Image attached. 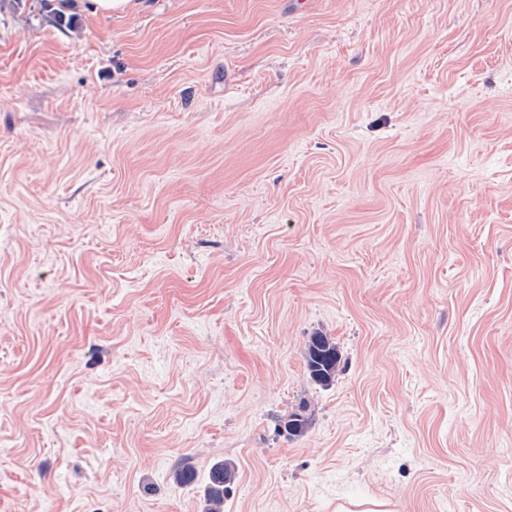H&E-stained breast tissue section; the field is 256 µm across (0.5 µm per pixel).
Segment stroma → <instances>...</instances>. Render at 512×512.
Segmentation results:
<instances>
[{
    "label": "stroma",
    "instance_id": "35a3bbf8",
    "mask_svg": "<svg viewBox=\"0 0 512 512\" xmlns=\"http://www.w3.org/2000/svg\"><path fill=\"white\" fill-rule=\"evenodd\" d=\"M133 2L0 9V512H512V0ZM305 360L309 376L315 381L327 385L336 376L341 355L330 336L317 333L309 339ZM224 475L226 476L224 482ZM235 467L224 460L215 462L209 470L204 490L202 512H224V489L233 481ZM334 512H394V510L386 499L368 498L339 502Z\"/></svg>",
    "mask_w": 512,
    "mask_h": 512
}]
</instances>
